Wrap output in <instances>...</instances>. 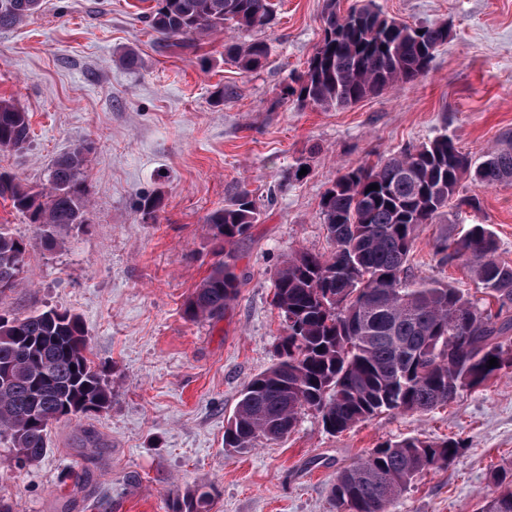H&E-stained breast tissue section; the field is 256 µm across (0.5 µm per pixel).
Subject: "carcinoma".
<instances>
[{
	"instance_id": "obj_1",
	"label": "carcinoma",
	"mask_w": 512,
	"mask_h": 512,
	"mask_svg": "<svg viewBox=\"0 0 512 512\" xmlns=\"http://www.w3.org/2000/svg\"><path fill=\"white\" fill-rule=\"evenodd\" d=\"M42 0H0V28L13 27L41 8ZM146 15L158 39L187 50L224 31V60L240 71L261 69L269 44L249 38L273 21L271 0H152ZM326 0L322 35L298 86L285 87L301 106L345 108L427 75L448 37L444 23L412 26L388 18L369 3L337 15ZM30 141L29 115L0 99V150ZM92 145L60 156L37 190L16 174L0 172V199L25 215L36 236L55 246L87 226ZM480 188L512 181V132L472 165L456 143L440 134L374 164L345 166L320 201L332 249L288 257L274 280V304L288 314L277 345L278 361L243 387L224 428V447L250 451L280 440L312 411L330 433H342L386 411L425 414L463 391L485 386L512 368V265L497 259V240L485 224L440 238L443 264L466 268L483 294L479 300L447 282L418 277L409 265L416 232L460 197V182ZM372 184L378 189L369 190ZM259 219L242 183L224 206L206 215L217 257L185 308L191 321L218 322L238 295L235 246ZM29 243L0 225V299L20 281ZM81 317L46 308L23 316L0 306V436L9 437L20 465L46 453L51 427L90 418L112 405V387L91 358ZM497 365L488 367V360ZM463 445L454 437L416 436L385 442L345 467L331 492L339 512H389L414 478L448 468ZM500 488L481 512H512V468L493 474ZM213 485L187 490L171 512H209Z\"/></svg>"
}]
</instances>
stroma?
Returning a JSON list of instances; mask_svg holds the SVG:
<instances>
[{
  "instance_id": "35a3bbf8",
  "label": "stroma",
  "mask_w": 512,
  "mask_h": 512,
  "mask_svg": "<svg viewBox=\"0 0 512 512\" xmlns=\"http://www.w3.org/2000/svg\"><path fill=\"white\" fill-rule=\"evenodd\" d=\"M275 20L253 30L270 56L253 73L224 60V36L197 51L160 46L147 0H45L42 11L0 29V98L30 117L19 152L0 151V171L30 186L73 145L93 150L89 224L45 249L26 217L0 200V224L30 240L17 287L0 303L24 315L77 313L112 405L91 419L55 424L48 451L18 465L0 438V497L14 512H169L201 484L211 512H337V473L373 448L407 436L466 443L441 470L420 474L391 512H480L492 473L512 467V368L427 414L383 412L332 435L312 412L294 432L248 452L224 445L243 386L268 369L283 336L273 279L288 254L331 249L320 200L344 165L448 134L472 163L512 131V0H374L389 17L448 26L428 74L347 108L298 107L283 98L321 37L324 0H273ZM139 63L122 64L126 50ZM231 95L218 99L220 89ZM305 165L306 175L288 172ZM261 218L236 246L239 293L218 322H193L185 302L214 261L205 216L239 184ZM478 210L448 207L422 225L414 273L475 292L457 265H440L438 238L485 224L512 264V182H461ZM161 197L157 220L139 208ZM99 437L87 451L84 430Z\"/></svg>"
}]
</instances>
